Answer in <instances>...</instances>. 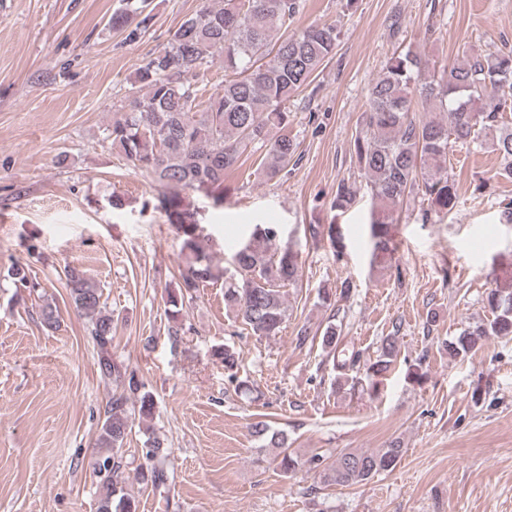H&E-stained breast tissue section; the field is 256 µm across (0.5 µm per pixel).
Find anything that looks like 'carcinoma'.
I'll return each mask as SVG.
<instances>
[{"label":"carcinoma","instance_id":"carcinoma-1","mask_svg":"<svg viewBox=\"0 0 512 512\" xmlns=\"http://www.w3.org/2000/svg\"><path fill=\"white\" fill-rule=\"evenodd\" d=\"M128 3L129 11L113 14L108 25L123 29L131 12L141 16L139 26L148 27L152 15L146 0ZM300 9V0H209L138 68L128 103L113 113L106 127L112 148L160 187L155 208L165 213L182 237L184 264L169 294L174 307L194 296L203 283L219 278L201 248V225L185 207L182 192H201L222 208L230 192L226 176L243 157L263 151L252 175L267 181L287 175L297 157L298 144L288 131V101L310 85L312 76L335 53L338 39L336 27L326 24L288 33ZM217 56L224 58V84L210 93L196 77ZM417 103L432 104L436 115L415 118L412 107ZM505 112H512V49L495 55L465 49L460 58L432 73L410 50L390 59L369 89L353 140L360 176L370 195L372 259L390 250L387 225L408 200L418 198L444 214L456 207L457 187L448 178L451 144L487 139L503 160L500 175L512 178V126L503 122ZM357 193V181H339L333 207H351ZM277 236L269 224L253 225L231 256L233 270L224 272V306L256 336L279 333L287 313L283 287L298 280V254L290 245L277 243ZM8 274L19 289L39 287L20 263L12 265ZM63 274L97 350L100 377L112 386L96 439L97 512H138L137 501L126 488L119 451L131 432L132 414L151 416L154 396L134 371L112 355V311L102 301L101 288L77 266H64ZM486 304L492 318L450 343V355L467 354L486 336L512 334V293L492 289ZM40 322L48 330L57 329L56 308L43 305ZM321 345L337 375L363 373L366 390L373 394L396 363L398 336L395 331L385 336L375 358L366 359L363 350L344 342L338 326L330 321ZM220 356L235 390L253 394L252 387L237 382L234 348L224 346ZM252 429L267 447L279 450L280 472L292 475L299 462L288 454L285 436L270 432L261 420ZM404 452L400 442L393 441L374 451L343 452L324 469L318 456L311 457L308 465L321 470L327 485L351 486L394 469ZM142 456L144 463L137 471L141 483L159 488L174 478L168 470L171 449L158 437H148Z\"/></svg>","mask_w":512,"mask_h":512}]
</instances>
